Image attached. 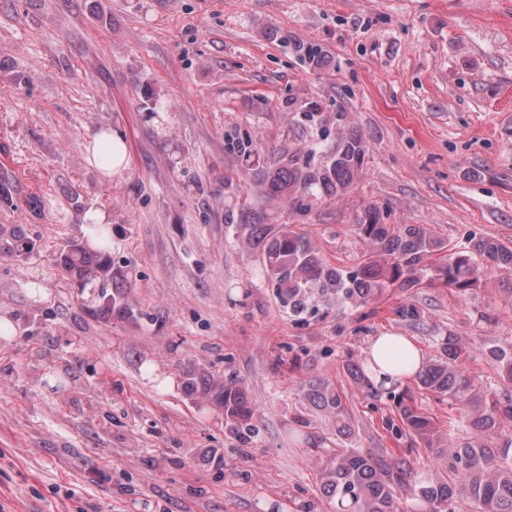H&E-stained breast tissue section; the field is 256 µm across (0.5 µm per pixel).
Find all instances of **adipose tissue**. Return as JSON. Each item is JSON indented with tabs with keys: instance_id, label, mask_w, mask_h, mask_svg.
<instances>
[{
	"instance_id": "obj_1",
	"label": "adipose tissue",
	"mask_w": 512,
	"mask_h": 512,
	"mask_svg": "<svg viewBox=\"0 0 512 512\" xmlns=\"http://www.w3.org/2000/svg\"><path fill=\"white\" fill-rule=\"evenodd\" d=\"M368 368L375 380L389 378L404 381L421 369L424 360L420 349L407 337H375L367 351Z\"/></svg>"
}]
</instances>
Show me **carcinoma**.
<instances>
[{"mask_svg": "<svg viewBox=\"0 0 512 512\" xmlns=\"http://www.w3.org/2000/svg\"><path fill=\"white\" fill-rule=\"evenodd\" d=\"M247 163H255L256 182L268 201H287L298 207L316 195L345 191L363 164L367 145L362 135L350 130L336 137L327 160L314 165L290 160L283 165L263 166L253 158L248 145L238 143ZM243 243L256 251L262 276L277 291L281 303L296 316L305 317L314 293L336 297L339 303L368 302L382 288L409 291L427 270L428 259L446 248L423 224L395 226L384 222L381 209L365 207L356 224L359 237L370 246L368 258L341 269L328 265L317 247L287 224H267L265 218L243 208L238 215ZM35 243L16 224H0V254L13 255L33 250ZM512 272V247L497 239L473 236L466 251L448 255V261L434 268L444 285L465 292L477 277L480 264ZM62 270L81 286L100 285L95 312L135 320L141 315L127 300V280L112 265L100 242L72 240L60 255ZM441 354L415 375L418 388L438 401H452L471 408L470 426L479 436L453 446L448 476L426 474L415 484L414 468L404 458L384 457L352 448H334L319 456L320 492L326 512H397L395 490L413 486L419 502L416 512H443L448 501L464 498L478 506V512H512V394L487 398L474 392L466 367L473 355L453 335L439 340ZM486 359L504 386L512 387V348L494 347ZM184 388L201 394L224 412L229 431L246 443L254 432V405L245 386L232 376L212 374L192 365L183 372ZM302 398L328 418L338 436L351 434L353 425L345 394L324 378H313L301 386ZM401 426L413 441L432 448L442 440L432 419L419 411L408 392L391 394Z\"/></svg>", "mask_w": 512, "mask_h": 512, "instance_id": "carcinoma-1", "label": "carcinoma"}]
</instances>
